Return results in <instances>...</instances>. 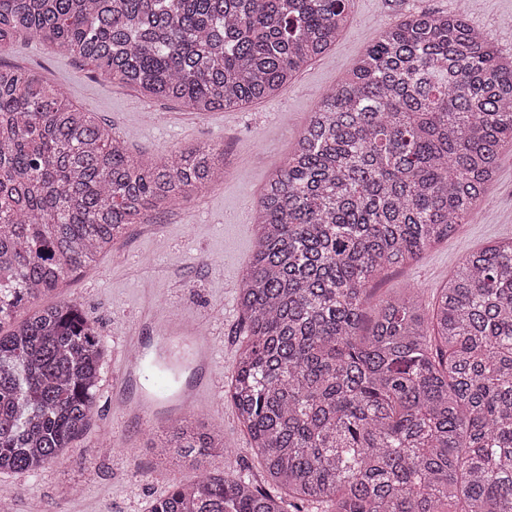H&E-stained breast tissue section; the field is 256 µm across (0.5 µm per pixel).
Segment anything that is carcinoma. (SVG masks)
<instances>
[{
  "instance_id": "cac0c4a2",
  "label": "carcinoma",
  "mask_w": 512,
  "mask_h": 512,
  "mask_svg": "<svg viewBox=\"0 0 512 512\" xmlns=\"http://www.w3.org/2000/svg\"><path fill=\"white\" fill-rule=\"evenodd\" d=\"M351 0H0L20 35L195 112L260 102L336 42ZM512 149V62L466 12L383 30L326 91L265 186L241 278L227 395L268 480L326 512H512V239L465 256L430 313L408 291L361 334L372 282L470 216ZM212 145L157 164L60 88L0 68V473L57 459L93 414L105 346L51 296L131 224L218 183ZM158 454L224 447L184 417ZM240 473L201 472L150 512H288Z\"/></svg>"
}]
</instances>
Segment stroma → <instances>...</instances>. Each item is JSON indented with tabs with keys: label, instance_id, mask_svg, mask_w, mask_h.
Segmentation results:
<instances>
[{
	"label": "stroma",
	"instance_id": "obj_1",
	"mask_svg": "<svg viewBox=\"0 0 512 512\" xmlns=\"http://www.w3.org/2000/svg\"><path fill=\"white\" fill-rule=\"evenodd\" d=\"M460 7L459 0H406L395 11L386 0H353L335 45L275 96L236 110L194 112L147 97L106 79L80 58L56 53L36 36L0 50V64L62 88L81 111L123 139L139 162L154 163L196 144L224 152L220 183L151 213L147 223L130 225L94 265L67 277L51 303H77L109 344L135 323L143 303L151 302L159 316H179L211 333L221 371L232 377L243 337L239 283L252 256L266 183L296 146L322 93L348 78L386 26L406 12L449 14ZM467 15L502 55L512 57V0H476ZM497 238H512V149L500 155L495 179L466 223L418 261L385 271L370 289V303L413 288L423 305L432 306L437 288L463 257ZM184 415L224 435L225 450L207 457L208 471L240 470L262 481L231 403L215 406L205 393ZM162 432L161 424L144 426L119 413L111 394L98 393L92 419L63 455L34 472L0 473V497L12 500L14 512H28L33 503L47 512H150L173 484L196 475L190 465L159 456L155 445Z\"/></svg>",
	"mask_w": 512,
	"mask_h": 512
}]
</instances>
